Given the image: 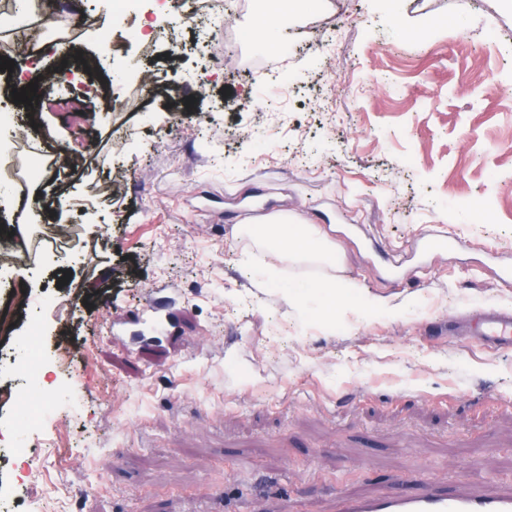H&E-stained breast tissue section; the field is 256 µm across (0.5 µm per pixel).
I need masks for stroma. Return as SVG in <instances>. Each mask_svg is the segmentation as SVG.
<instances>
[{
  "instance_id": "1",
  "label": "stroma",
  "mask_w": 512,
  "mask_h": 512,
  "mask_svg": "<svg viewBox=\"0 0 512 512\" xmlns=\"http://www.w3.org/2000/svg\"><path fill=\"white\" fill-rule=\"evenodd\" d=\"M109 0H71V76L106 83L74 147L61 113L30 112L0 71V109L33 118L41 156L72 167L27 181L46 209L0 207L27 229L30 274L0 267V306L30 296L0 335V426L16 405L54 406L19 458L0 446L5 512H338L347 494L405 478L512 492V350L437 335L467 306L512 307V6L506 0H333L278 31L296 56L278 95L249 63L224 68V30L172 18L175 39L119 56L88 19ZM494 43H487V33ZM178 82L179 100L138 91L130 61ZM132 98L105 115L114 98ZM245 131L275 132L255 159ZM122 175L112 195L99 188ZM296 214L335 242L351 297L328 307L319 273L269 281L240 237L241 210ZM496 221H480L482 209ZM72 229L50 239L54 225ZM392 248L427 230L453 251L391 285L346 227ZM46 325L39 387L16 367L33 318ZM65 344L68 370L56 363Z\"/></svg>"
}]
</instances>
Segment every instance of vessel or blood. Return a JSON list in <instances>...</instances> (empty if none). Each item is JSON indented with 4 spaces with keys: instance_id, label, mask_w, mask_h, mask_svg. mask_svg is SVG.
Instances as JSON below:
<instances>
[{
    "instance_id": "1",
    "label": "vessel or blood",
    "mask_w": 512,
    "mask_h": 512,
    "mask_svg": "<svg viewBox=\"0 0 512 512\" xmlns=\"http://www.w3.org/2000/svg\"><path fill=\"white\" fill-rule=\"evenodd\" d=\"M452 245L450 237L439 233L413 239L404 248L387 255L385 271L391 279H399L405 257L421 261ZM440 331L457 339L474 337L492 347L512 349V308L500 305L468 308L442 324ZM338 512H512V494L448 495L429 491L415 495L403 486L378 497L344 496Z\"/></svg>"
}]
</instances>
